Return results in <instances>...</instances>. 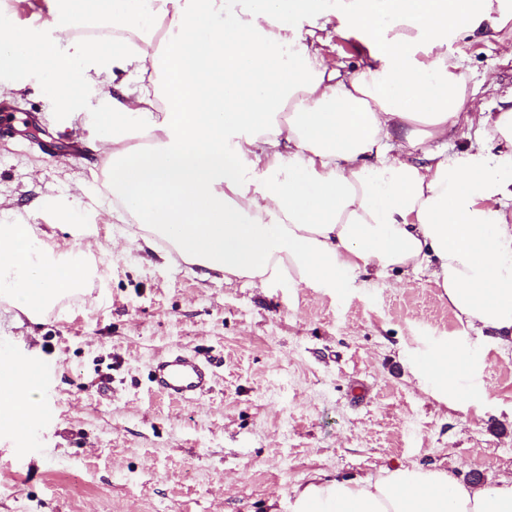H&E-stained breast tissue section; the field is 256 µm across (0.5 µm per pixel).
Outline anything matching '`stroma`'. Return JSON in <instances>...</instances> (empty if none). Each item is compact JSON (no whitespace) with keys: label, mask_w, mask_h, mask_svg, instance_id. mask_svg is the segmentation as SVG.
Instances as JSON below:
<instances>
[{"label":"stroma","mask_w":512,"mask_h":512,"mask_svg":"<svg viewBox=\"0 0 512 512\" xmlns=\"http://www.w3.org/2000/svg\"><path fill=\"white\" fill-rule=\"evenodd\" d=\"M455 48L477 103L496 111L512 57L492 39ZM5 82L22 83L12 104L39 134L0 132V224L33 225L67 250L78 238L53 210L79 206L92 275L36 322L0 302V354L52 372L50 413L26 451L0 425V512H290L317 471L512 474V349L474 347L484 389L467 409L438 404L405 365L404 349L461 330L426 276L393 271L333 292L201 279L138 249L102 189L103 154L81 126L58 129L50 73L0 72ZM178 349L220 363L190 404L148 379Z\"/></svg>","instance_id":"stroma-1"}]
</instances>
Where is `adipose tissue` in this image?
I'll return each instance as SVG.
<instances>
[{
    "label": "adipose tissue",
    "instance_id": "1",
    "mask_svg": "<svg viewBox=\"0 0 512 512\" xmlns=\"http://www.w3.org/2000/svg\"><path fill=\"white\" fill-rule=\"evenodd\" d=\"M109 21L112 49L45 41L59 99L100 86L74 112L105 155L102 186L203 276L324 291L359 276L424 272L475 341L512 348V94L473 111L453 42L512 53L506 0H64L49 26ZM361 33L353 72L320 54L329 25ZM469 150L447 155L458 125ZM501 147L489 166L487 145ZM82 250L54 252L30 225H0V299L35 320L87 281ZM439 404L482 390L469 343L439 337L410 359ZM25 364L0 356V422L34 415ZM291 512H512V475L467 482L414 465L357 479L318 472Z\"/></svg>",
    "mask_w": 512,
    "mask_h": 512
}]
</instances>
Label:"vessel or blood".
I'll return each mask as SVG.
<instances>
[{"label": "vessel or blood", "instance_id": "obj_1", "mask_svg": "<svg viewBox=\"0 0 512 512\" xmlns=\"http://www.w3.org/2000/svg\"><path fill=\"white\" fill-rule=\"evenodd\" d=\"M149 379L161 394L191 402L210 388L213 374L194 354L176 350L153 361Z\"/></svg>", "mask_w": 512, "mask_h": 512}]
</instances>
